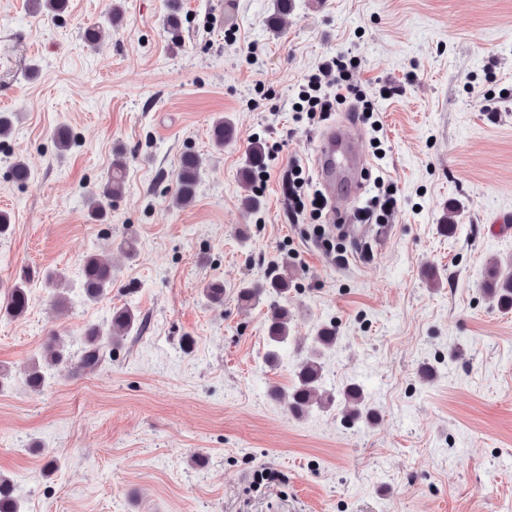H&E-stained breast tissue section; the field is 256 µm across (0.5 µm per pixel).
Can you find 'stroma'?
<instances>
[{"instance_id":"35a3bbf8","label":"stroma","mask_w":512,"mask_h":512,"mask_svg":"<svg viewBox=\"0 0 512 512\" xmlns=\"http://www.w3.org/2000/svg\"><path fill=\"white\" fill-rule=\"evenodd\" d=\"M30 3L0 0V113L15 125L0 136V301L24 271L51 269L68 308L36 282L23 316L0 317V474L21 512H512V310L480 286L489 258L512 260V0H290L279 30L274 0H66L56 16ZM339 52L375 106L358 126L379 182L362 197L397 200L341 259L292 217L286 186L297 163L318 190L316 138L351 117L293 109ZM220 117L235 131L218 148ZM255 141L274 155L246 189ZM188 152L203 173L180 205ZM118 155L124 189L91 219ZM102 252L115 279L90 302L82 264ZM274 266L294 321L271 366L268 305L238 293ZM209 281L223 302L204 298ZM122 305L141 327L98 369L28 386L50 336L79 360L86 327ZM324 326L338 336L324 389L360 385L376 421L339 405L294 418L270 398Z\"/></svg>"}]
</instances>
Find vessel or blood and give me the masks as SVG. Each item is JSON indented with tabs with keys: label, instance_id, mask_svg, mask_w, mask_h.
<instances>
[{
	"label": "vessel or blood",
	"instance_id": "vessel-or-blood-1",
	"mask_svg": "<svg viewBox=\"0 0 512 512\" xmlns=\"http://www.w3.org/2000/svg\"><path fill=\"white\" fill-rule=\"evenodd\" d=\"M314 169L327 198H335L337 177L347 172L349 181L345 198L357 200L365 187L364 174L369 167V157L354 122L343 121L330 126L319 137L313 156Z\"/></svg>",
	"mask_w": 512,
	"mask_h": 512
}]
</instances>
